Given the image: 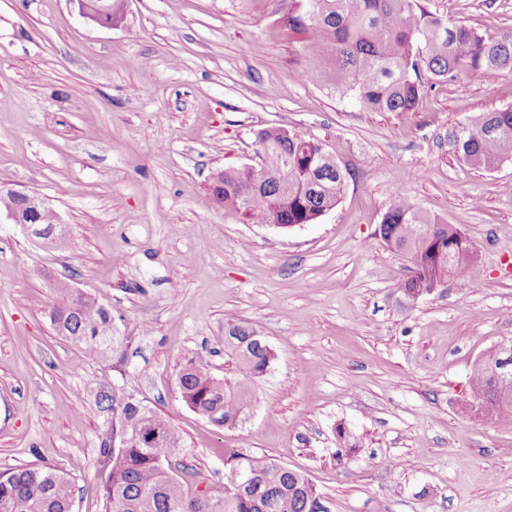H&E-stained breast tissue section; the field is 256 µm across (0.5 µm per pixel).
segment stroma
<instances>
[{"instance_id":"35a3bbf8","label":"stroma","mask_w":512,"mask_h":512,"mask_svg":"<svg viewBox=\"0 0 512 512\" xmlns=\"http://www.w3.org/2000/svg\"><path fill=\"white\" fill-rule=\"evenodd\" d=\"M453 22L512 27V0H430ZM306 0H0V189L41 198L68 232L49 247L0 221V471L62 470L72 512H102L105 396L168 419L215 495L248 457L302 473L324 512H512V424L461 411L475 361L512 338V160L461 165L448 133L512 106V73L437 82L415 111L367 112L301 82ZM320 141L347 186L314 224H245L214 173L260 166V130ZM455 225L477 258L411 295L378 227L395 189ZM96 297L124 344L89 359L50 324V280ZM275 353L250 414L214 426L183 402V364L236 374L224 324ZM353 448L341 452L337 431Z\"/></svg>"}]
</instances>
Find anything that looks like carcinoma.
<instances>
[{
  "label": "carcinoma",
  "instance_id": "obj_1",
  "mask_svg": "<svg viewBox=\"0 0 512 512\" xmlns=\"http://www.w3.org/2000/svg\"><path fill=\"white\" fill-rule=\"evenodd\" d=\"M304 17H289L291 29L305 35L308 67L297 72L329 93L368 112L415 110L426 81L455 80L463 70L512 72V28L489 34L462 23H450L421 0H309ZM114 0H79L93 18L110 17ZM262 149L272 156L267 173L246 169L224 172V186L210 188L213 199L245 224H314L327 204L338 205L346 176L337 163H326L323 144L271 127L258 133ZM448 145L467 166L494 170L512 159V106L481 113L448 135ZM380 236L391 250L407 258V291L431 283L445 284L459 269L454 251L438 257L430 239L447 247L459 229L430 219L402 192L386 211ZM49 317L55 331L93 359H106L121 347L120 337L106 335L112 312L95 298L54 287ZM224 349L239 368L237 378H216L204 356L180 369L178 387L186 405L212 424L226 427L251 411L254 397L246 380L264 374L273 350L257 343L260 335L235 320L224 323ZM512 423V385L498 390L492 377L473 368L463 411L485 412ZM122 447L102 448L107 473L100 489L104 512H322L320 495L303 475L265 457H253L225 474L224 493L187 496L184 476L194 465L184 459L182 443L170 422L130 393L112 394ZM158 431L167 443L150 441ZM74 485L50 466H22L0 473V512H72Z\"/></svg>",
  "mask_w": 512,
  "mask_h": 512
}]
</instances>
